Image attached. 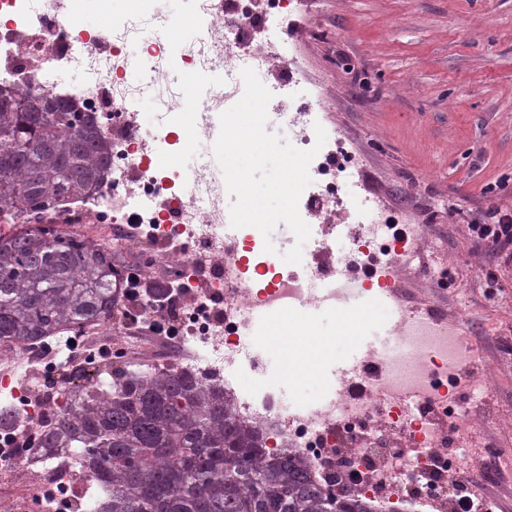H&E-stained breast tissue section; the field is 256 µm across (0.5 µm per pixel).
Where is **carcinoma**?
<instances>
[{"label": "carcinoma", "mask_w": 512, "mask_h": 512, "mask_svg": "<svg viewBox=\"0 0 512 512\" xmlns=\"http://www.w3.org/2000/svg\"><path fill=\"white\" fill-rule=\"evenodd\" d=\"M73 109L0 98V208L45 209L102 182L110 144L91 116L73 126ZM126 276L112 251L53 224L0 234V343L27 347L111 318ZM34 447L78 454L105 489L95 512H372L359 497L325 495L302 460L265 456L224 387L188 368L72 390Z\"/></svg>", "instance_id": "cac0c4a2"}]
</instances>
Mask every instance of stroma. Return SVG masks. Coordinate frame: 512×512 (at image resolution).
Masks as SVG:
<instances>
[{
    "instance_id": "35a3bbf8",
    "label": "stroma",
    "mask_w": 512,
    "mask_h": 512,
    "mask_svg": "<svg viewBox=\"0 0 512 512\" xmlns=\"http://www.w3.org/2000/svg\"><path fill=\"white\" fill-rule=\"evenodd\" d=\"M291 9L292 33L274 42L261 31L251 51L275 48L269 69L293 70L304 100L320 110L322 128L348 143L356 185L346 190L347 205L367 196L401 223L423 225L415 258L399 267L404 304L435 305L453 321L469 316L491 389L489 404L472 405L471 425L483 440L512 448V271L501 308L489 310L475 285L485 249L467 241L457 216L485 206V186L503 178L508 184L498 202L512 209V0H294ZM356 73L364 86L353 85ZM317 221L333 225V236L321 255L312 242L301 245L303 264L332 265L352 252L354 215L327 212ZM441 263L459 270L453 294L427 283L430 268ZM351 295L348 307L319 310L312 332L294 328L285 341L269 325L258 337L268 376L287 403H310L320 394L317 379L282 376L287 355L306 364L333 362L350 357L361 336L380 331L385 314L358 317L369 290L358 286ZM120 319L113 312L100 327L127 346L124 358L102 368V381L188 364L179 350L161 355L127 344Z\"/></svg>"
}]
</instances>
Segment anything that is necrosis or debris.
I'll return each mask as SVG.
<instances>
[{
	"label": "necrosis or debris",
	"mask_w": 512,
	"mask_h": 512,
	"mask_svg": "<svg viewBox=\"0 0 512 512\" xmlns=\"http://www.w3.org/2000/svg\"><path fill=\"white\" fill-rule=\"evenodd\" d=\"M102 0H0V92L13 96L47 95L88 113L112 145L107 179L79 202L62 201L54 208L16 214L0 210L5 224H92L95 238L111 242L116 224H151L165 237L184 239L187 254L179 262L190 277L196 260H219L213 293L226 303L224 330L195 326L181 337L180 347L193 361L224 374V392L233 403V416L258 424L268 455L302 458L323 492H339L368 500L375 512H448V482L469 474L466 457H449V447H463L471 425L465 416L474 399H486L488 389L478 375L460 376L476 363L478 350L465 343L466 321L449 326L440 315L411 318L399 309L393 326L402 344L397 358L380 350L363 354L360 370L342 380L339 388H324L314 407H283L278 392L261 375L252 356L250 317L257 310L297 308L307 298V273L278 272L260 251L258 233L238 240L236 250L221 259L216 248L224 235V174L213 162L189 174L159 176L156 160L170 156L178 140L170 121L179 114L183 125L200 129L206 139L220 130L219 116L242 81V68L261 71L260 54L250 52L247 30L254 18L252 0H235L226 11L224 0H193L204 17L203 28L188 34L178 51L162 36L145 41L137 58L126 52L129 40L156 26L158 0H120L112 7L106 32L69 31L66 19L96 9ZM146 75L161 113L158 124L139 133L122 130L121 113L134 109L137 91L124 84L130 67ZM187 73L229 69L226 81L204 86L197 111H182L183 90L172 83V68ZM77 69L79 80L63 81ZM273 122L300 127L298 149L317 148L312 164L316 174L309 185L305 209L342 208L341 175L348 154L341 137H328L316 147L317 109L302 104ZM137 171L141 191H127L130 171ZM166 192L180 220L171 223L153 207L158 192ZM420 226L395 229L389 236L359 239L349 256L336 262V274L359 266H381L406 255Z\"/></svg>",
	"instance_id": "1"
}]
</instances>
